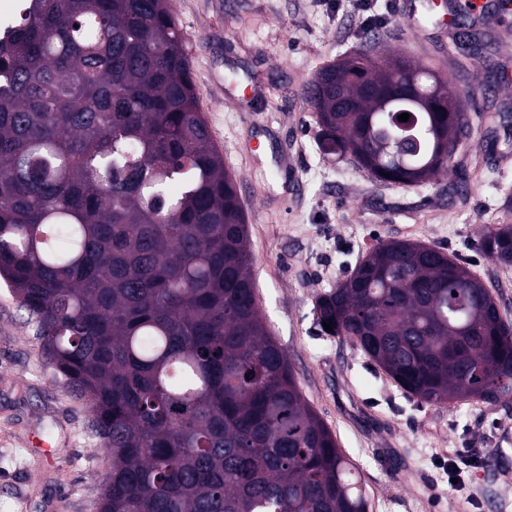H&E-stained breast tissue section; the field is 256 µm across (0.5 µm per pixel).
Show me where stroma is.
I'll list each match as a JSON object with an SVG mask.
<instances>
[{
  "mask_svg": "<svg viewBox=\"0 0 512 512\" xmlns=\"http://www.w3.org/2000/svg\"><path fill=\"white\" fill-rule=\"evenodd\" d=\"M381 0L382 27L367 31L348 0H171L186 37L200 109L238 186L248 222L256 299L288 355L302 394L352 462L369 512H512V479L486 461L512 434V405H431L395 383L360 346L325 334L317 302L387 239L434 246L471 263L512 321V269L483 252L512 194V130L488 146L477 131L422 186L375 181L349 159L319 154L315 114L300 85L323 65L363 48L405 53L470 91L466 105L512 110V31L492 29L491 68L467 67L441 33L440 9L411 0L422 18L405 31ZM291 159L302 188L290 193L277 161ZM56 453L45 459L39 446ZM461 462L456 487L443 468ZM112 458L93 417L46 359L36 324L0 283V512H99Z\"/></svg>",
  "mask_w": 512,
  "mask_h": 512,
  "instance_id": "35a3bbf8",
  "label": "stroma"
}]
</instances>
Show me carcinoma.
<instances>
[{"mask_svg": "<svg viewBox=\"0 0 512 512\" xmlns=\"http://www.w3.org/2000/svg\"><path fill=\"white\" fill-rule=\"evenodd\" d=\"M464 50L487 62L477 32ZM357 51L308 82L322 154L406 186L509 112L408 58ZM407 113L409 120L398 116ZM512 267V223L483 237ZM248 228L170 0H22L0 41V278L112 456L101 512H368L268 334ZM430 404L512 402V325L447 253L380 241L318 304Z\"/></svg>", "mask_w": 512, "mask_h": 512, "instance_id": "carcinoma-1", "label": "carcinoma"}]
</instances>
